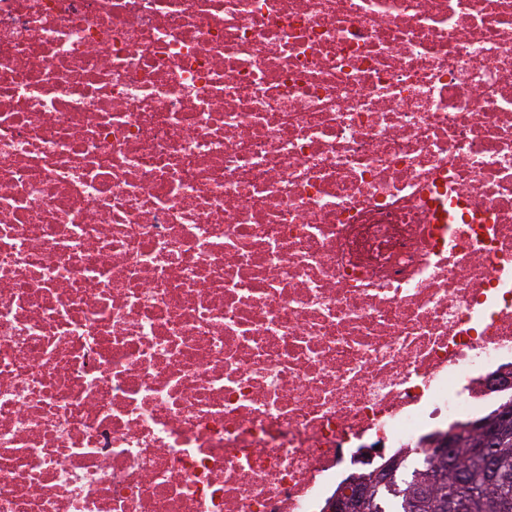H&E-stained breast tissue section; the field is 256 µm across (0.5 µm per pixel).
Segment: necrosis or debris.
<instances>
[{
  "instance_id": "4bbe7bcc",
  "label": "necrosis or debris",
  "mask_w": 512,
  "mask_h": 512,
  "mask_svg": "<svg viewBox=\"0 0 512 512\" xmlns=\"http://www.w3.org/2000/svg\"><path fill=\"white\" fill-rule=\"evenodd\" d=\"M510 397L512 0H0V512H322Z\"/></svg>"
}]
</instances>
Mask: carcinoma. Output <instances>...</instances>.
Instances as JSON below:
<instances>
[{
    "instance_id": "carcinoma-1",
    "label": "carcinoma",
    "mask_w": 512,
    "mask_h": 512,
    "mask_svg": "<svg viewBox=\"0 0 512 512\" xmlns=\"http://www.w3.org/2000/svg\"><path fill=\"white\" fill-rule=\"evenodd\" d=\"M456 468L435 454L427 455L410 466L398 457L396 479L384 485L371 484V492L357 512H437L438 503L455 490L457 474L470 475V486L458 489L464 499H474L472 512H512V485L502 487L483 477L482 459L475 449L482 447L479 434L469 430L459 433Z\"/></svg>"
}]
</instances>
